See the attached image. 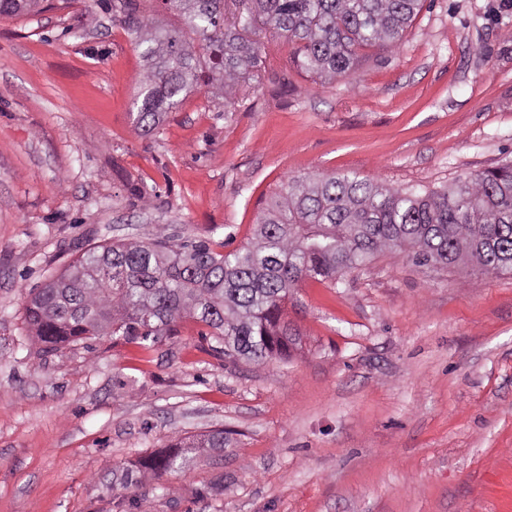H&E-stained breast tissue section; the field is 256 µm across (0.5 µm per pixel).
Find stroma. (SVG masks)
<instances>
[{
	"mask_svg": "<svg viewBox=\"0 0 512 512\" xmlns=\"http://www.w3.org/2000/svg\"><path fill=\"white\" fill-rule=\"evenodd\" d=\"M50 2L0 16V512H512V274L385 253L305 280L284 311L300 346L262 365L190 318L45 355L24 318L89 245H246L291 177L439 189L512 159V6L425 0L401 47L325 85L256 25L231 101L198 85L142 136L121 0ZM217 428L223 452L121 483Z\"/></svg>",
	"mask_w": 512,
	"mask_h": 512,
	"instance_id": "35a3bbf8",
	"label": "stroma"
}]
</instances>
